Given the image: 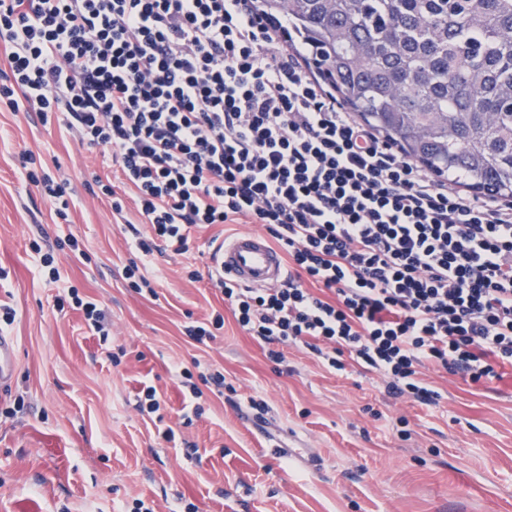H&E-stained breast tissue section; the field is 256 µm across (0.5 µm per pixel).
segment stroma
<instances>
[{"label":"stroma","instance_id":"stroma-1","mask_svg":"<svg viewBox=\"0 0 512 512\" xmlns=\"http://www.w3.org/2000/svg\"><path fill=\"white\" fill-rule=\"evenodd\" d=\"M34 154L74 204L54 223L52 205L21 174ZM119 184L117 166L35 112H0V304L17 348L9 387L0 392V512H512V369L468 384L422 367L439 397L423 405L389 397L383 381L354 364L322 366L304 344H269L235 320L208 280L213 240L236 224H203L187 254H154L153 292L128 288L126 239L138 222L93 195L94 177ZM75 236L87 258L64 243ZM53 253L60 271L47 283L31 242ZM76 290L104 309L110 334L90 330L82 310L58 309ZM224 317L214 339L185 328ZM221 372L223 387L201 383L203 412L184 421L189 391L181 371ZM155 387L159 410L137 408ZM267 408L253 426L252 401ZM178 436L168 442L166 428ZM308 449L314 462L288 456Z\"/></svg>","mask_w":512,"mask_h":512}]
</instances>
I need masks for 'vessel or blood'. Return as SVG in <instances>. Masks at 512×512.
Here are the masks:
<instances>
[{
  "label": "vessel or blood",
  "instance_id": "b4317fda",
  "mask_svg": "<svg viewBox=\"0 0 512 512\" xmlns=\"http://www.w3.org/2000/svg\"><path fill=\"white\" fill-rule=\"evenodd\" d=\"M213 266L218 274L250 288L278 285L286 276L285 260L267 236L242 231L219 246ZM17 360L16 346L0 333V388L10 383Z\"/></svg>",
  "mask_w": 512,
  "mask_h": 512
}]
</instances>
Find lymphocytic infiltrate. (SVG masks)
Listing matches in <instances>:
<instances>
[{"label":"lymphocytic infiltrate","mask_w":512,"mask_h":512,"mask_svg":"<svg viewBox=\"0 0 512 512\" xmlns=\"http://www.w3.org/2000/svg\"><path fill=\"white\" fill-rule=\"evenodd\" d=\"M0 105L107 150L154 253L201 224H259L288 260L274 288L209 272L266 343L317 342L424 405L432 364L472 384L512 365V200L461 196L358 122L252 0H0ZM332 292L324 300L311 284Z\"/></svg>","instance_id":"1"}]
</instances>
